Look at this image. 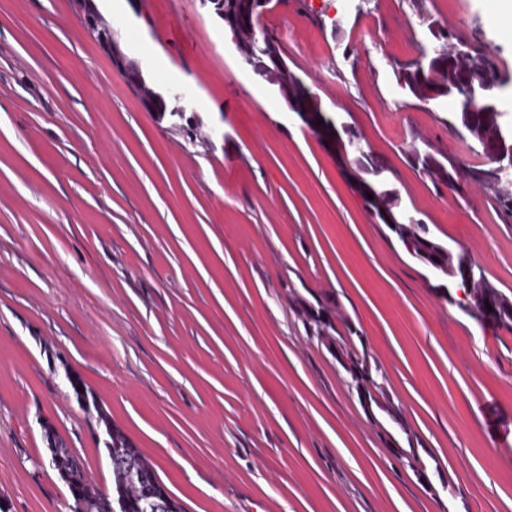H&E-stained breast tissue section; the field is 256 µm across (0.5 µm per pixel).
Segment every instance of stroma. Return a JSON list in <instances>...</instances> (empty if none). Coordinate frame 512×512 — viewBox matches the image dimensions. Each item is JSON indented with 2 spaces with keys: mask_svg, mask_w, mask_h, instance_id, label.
<instances>
[{
  "mask_svg": "<svg viewBox=\"0 0 512 512\" xmlns=\"http://www.w3.org/2000/svg\"><path fill=\"white\" fill-rule=\"evenodd\" d=\"M289 2L259 21L291 71L383 162L402 208L512 297V215L410 162L417 135L470 163L476 142L449 130L452 102L408 96L391 66L450 18L512 78L491 0ZM103 11L164 60L151 81L190 91L202 136L143 111L72 0H0V512H69L41 463L43 418L111 490L101 411L185 512H512V333L438 298L436 275L198 0ZM292 290L338 300L447 490L399 464Z\"/></svg>",
  "mask_w": 512,
  "mask_h": 512,
  "instance_id": "stroma-1",
  "label": "stroma"
}]
</instances>
